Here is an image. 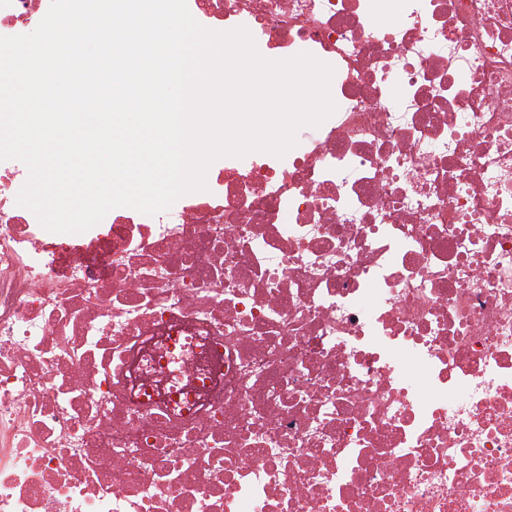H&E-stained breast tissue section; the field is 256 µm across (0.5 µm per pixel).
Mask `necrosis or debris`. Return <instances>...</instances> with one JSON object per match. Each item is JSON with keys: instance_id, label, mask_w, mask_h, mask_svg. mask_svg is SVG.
Here are the masks:
<instances>
[{"instance_id": "necrosis-or-debris-1", "label": "necrosis or debris", "mask_w": 512, "mask_h": 512, "mask_svg": "<svg viewBox=\"0 0 512 512\" xmlns=\"http://www.w3.org/2000/svg\"><path fill=\"white\" fill-rule=\"evenodd\" d=\"M336 112L53 234L0 169V512H512V0H195Z\"/></svg>"}]
</instances>
